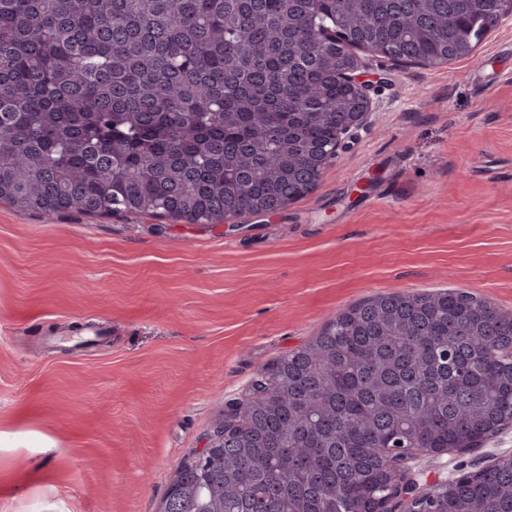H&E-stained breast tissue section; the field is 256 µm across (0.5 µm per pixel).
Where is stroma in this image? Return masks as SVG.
Masks as SVG:
<instances>
[{
    "mask_svg": "<svg viewBox=\"0 0 512 512\" xmlns=\"http://www.w3.org/2000/svg\"><path fill=\"white\" fill-rule=\"evenodd\" d=\"M366 63L372 123L276 215L0 203V512H158L256 373L364 299L448 289L512 313V16L465 59ZM508 456L512 426L410 467L425 485Z\"/></svg>",
    "mask_w": 512,
    "mask_h": 512,
    "instance_id": "1",
    "label": "stroma"
}]
</instances>
